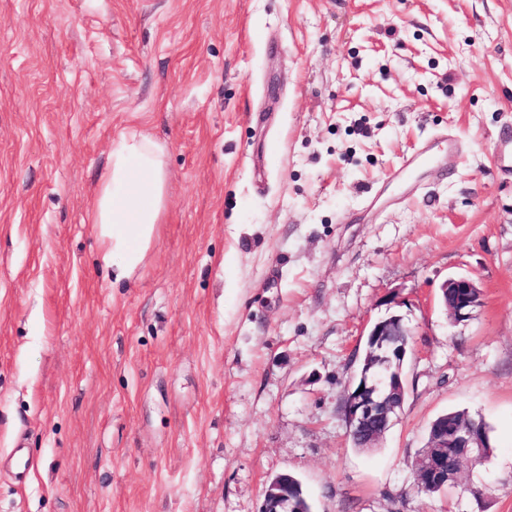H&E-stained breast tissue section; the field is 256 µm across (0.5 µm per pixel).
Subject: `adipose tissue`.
<instances>
[{
    "label": "adipose tissue",
    "mask_w": 512,
    "mask_h": 512,
    "mask_svg": "<svg viewBox=\"0 0 512 512\" xmlns=\"http://www.w3.org/2000/svg\"><path fill=\"white\" fill-rule=\"evenodd\" d=\"M167 198L163 148L136 129L120 134L112 142L90 210L103 269L113 283L128 279L143 263Z\"/></svg>",
    "instance_id": "ef3b65f1"
}]
</instances>
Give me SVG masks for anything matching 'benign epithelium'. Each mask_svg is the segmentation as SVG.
Here are the masks:
<instances>
[{"label": "benign epithelium", "instance_id": "obj_1", "mask_svg": "<svg viewBox=\"0 0 512 512\" xmlns=\"http://www.w3.org/2000/svg\"><path fill=\"white\" fill-rule=\"evenodd\" d=\"M454 292L458 301L448 316L455 322L471 316L481 302V289L477 282L467 276H451L439 287V295L448 298ZM412 335L405 317L392 314L373 322L367 332L369 343L378 354L375 361L360 376L353 377L348 384L343 411L349 435L355 436L367 425L389 428L402 410L405 401V379L400 365L407 352L403 336ZM473 431L456 426L448 428L444 422L436 426L434 452L424 461L423 467L432 481H448L447 448H471ZM288 477L282 473L267 486L259 512H300L297 499L288 493Z\"/></svg>", "mask_w": 512, "mask_h": 512}]
</instances>
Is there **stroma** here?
<instances>
[{"label": "stroma", "mask_w": 512, "mask_h": 512, "mask_svg": "<svg viewBox=\"0 0 512 512\" xmlns=\"http://www.w3.org/2000/svg\"><path fill=\"white\" fill-rule=\"evenodd\" d=\"M509 125L512 0H0V512H258L286 472L313 512H512ZM129 128L168 201L115 286L88 214ZM393 312L406 400L361 452L344 392ZM451 410L493 454L417 493ZM456 293L458 301L455 305V296L449 291ZM481 289L477 282L467 276H451L444 280L439 287L440 298L448 301V316L454 321H462L471 316L472 311L481 302Z\"/></svg>", "instance_id": "obj_1"}]
</instances>
